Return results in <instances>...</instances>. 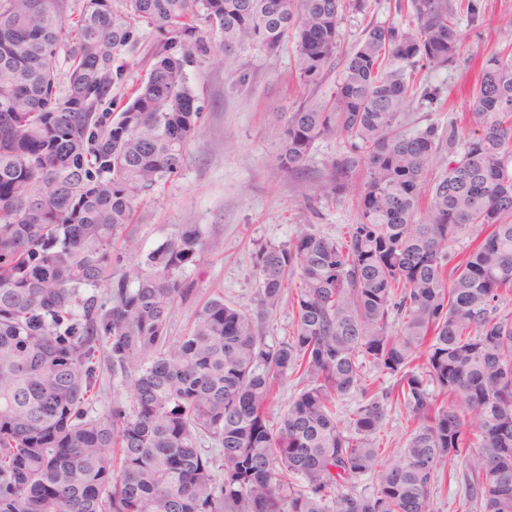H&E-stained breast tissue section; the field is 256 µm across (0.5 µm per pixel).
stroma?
I'll return each instance as SVG.
<instances>
[{"instance_id": "1", "label": "stroma", "mask_w": 512, "mask_h": 512, "mask_svg": "<svg viewBox=\"0 0 512 512\" xmlns=\"http://www.w3.org/2000/svg\"><path fill=\"white\" fill-rule=\"evenodd\" d=\"M394 0H370L368 15L347 14L342 25L343 49L360 38L368 21L407 24ZM478 25L459 17L461 42L455 61L445 68L424 67L421 85L437 89L441 103L413 100L407 130L427 125L447 132L475 126L470 91L480 56L512 44V0H484ZM189 83L204 119L195 130L180 175L155 199L138 205L125 232L129 248L124 268L135 267L170 237L175 225L192 223L202 230L203 250L186 271L193 288L190 300L176 303L168 334L182 335L199 303L213 296L249 311H258L259 277L252 253L261 245H284L307 225L330 238H341L357 223L350 197L339 201L313 199L312 188L328 162L343 150L341 138L318 140L297 173H286L275 161L279 139L276 113L285 111L303 90L293 72V53L284 47L269 52L259 47L224 55L212 51L187 69Z\"/></svg>"}]
</instances>
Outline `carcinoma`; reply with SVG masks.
Segmentation results:
<instances>
[{
  "instance_id": "carcinoma-1",
  "label": "carcinoma",
  "mask_w": 512,
  "mask_h": 512,
  "mask_svg": "<svg viewBox=\"0 0 512 512\" xmlns=\"http://www.w3.org/2000/svg\"><path fill=\"white\" fill-rule=\"evenodd\" d=\"M461 7L472 25L483 17V0ZM369 8L0 0V512H436L457 460L465 512H512V48L482 62L477 128L448 126L432 180L443 135L404 129L414 98L437 99L417 68L456 59L449 0L397 3L408 26L368 23L330 101L303 96L276 115L290 173L319 139L344 138L313 193L357 190L359 222L341 239L303 227L259 246L260 313L213 297L170 339L201 254L197 224L176 225L135 272L120 267L137 205L179 174L203 120L195 58L289 43L313 90L345 15ZM148 31L154 62L117 110L112 92ZM285 297L291 332L270 345L263 317ZM102 348L132 393L95 415ZM370 369L393 383L375 386ZM287 376L298 392L274 421ZM390 408L407 427L384 463ZM372 472V490L357 491Z\"/></svg>"
}]
</instances>
